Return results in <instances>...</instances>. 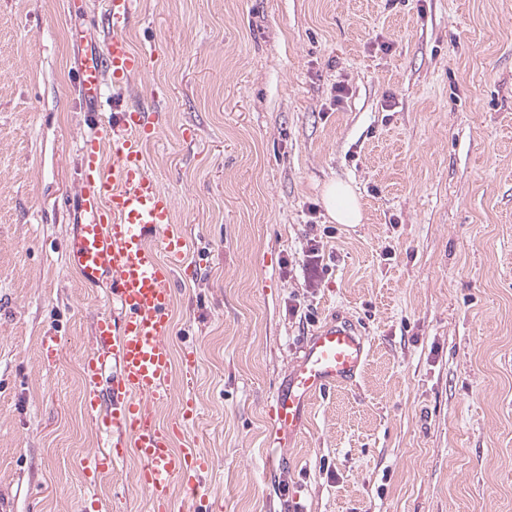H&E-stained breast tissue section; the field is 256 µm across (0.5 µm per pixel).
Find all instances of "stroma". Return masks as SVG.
<instances>
[{"label":"stroma","mask_w":512,"mask_h":512,"mask_svg":"<svg viewBox=\"0 0 512 512\" xmlns=\"http://www.w3.org/2000/svg\"><path fill=\"white\" fill-rule=\"evenodd\" d=\"M104 0H0V494L7 512H143L139 462L102 475L82 359L110 309L64 258L79 146L156 108L148 171L190 242L155 413L211 465L222 512H512V0H138L159 56L99 111L82 39ZM348 184L363 220L338 224ZM323 262L307 265L310 241ZM355 321L369 349L266 463L268 407L305 339ZM59 345L47 358L44 339ZM329 215L338 224H358L362 219L357 196L344 182L331 183L324 193Z\"/></svg>","instance_id":"obj_1"}]
</instances>
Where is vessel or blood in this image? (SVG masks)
Listing matches in <instances>:
<instances>
[{
	"label": "vessel or blood",
	"mask_w": 512,
	"mask_h": 512,
	"mask_svg": "<svg viewBox=\"0 0 512 512\" xmlns=\"http://www.w3.org/2000/svg\"><path fill=\"white\" fill-rule=\"evenodd\" d=\"M104 15L109 38L80 62L82 91L92 104L106 83L130 84L156 54L152 47L135 49L127 36L135 0H105ZM156 132L153 113L131 105L80 147L85 166L77 196L79 224L66 260L86 285L110 277L114 306L98 320L84 357V407L109 437L108 451L87 458L85 469L101 473L134 453L146 512H208L210 496L198 480L209 467L207 456L198 448L172 445L173 437L194 422L193 402L167 425L151 411L170 400L175 370L196 369L193 352L174 359L170 344L175 269L187 239L169 195L144 165V144ZM105 142L112 146L108 166L101 160ZM366 359L365 338L350 320L314 332L269 407V445L285 447L305 428L311 398L353 381Z\"/></svg>",
	"instance_id": "vessel-or-blood-1"
}]
</instances>
